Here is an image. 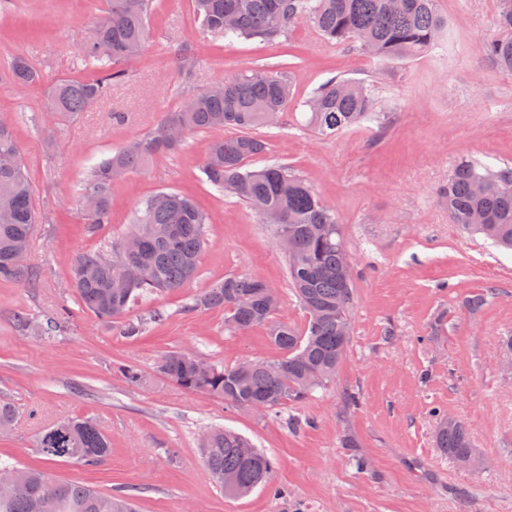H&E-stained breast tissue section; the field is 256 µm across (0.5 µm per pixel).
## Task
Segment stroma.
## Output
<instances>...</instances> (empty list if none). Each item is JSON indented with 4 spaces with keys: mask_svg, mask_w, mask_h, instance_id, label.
<instances>
[{
    "mask_svg": "<svg viewBox=\"0 0 512 512\" xmlns=\"http://www.w3.org/2000/svg\"><path fill=\"white\" fill-rule=\"evenodd\" d=\"M447 35L409 60L372 57L358 44L332 47L312 24L279 43H225L204 34L192 0H153L149 36L124 78L74 119L46 109L48 89L87 68L79 48L105 0H0V74L27 56L39 83H0V120L14 129L38 222L28 260L35 285L0 281V398L18 423L0 454L48 466L63 479L134 495L140 512H512V371L500 344L512 335V254L448 220L438 195L459 158L512 165V72L480 52L495 38L498 0H438ZM263 68L286 76L294 96L277 125L258 129L267 150L253 167L278 162L335 208L352 261V333L335 381L281 415L256 413L184 390L155 370L171 351L234 365L277 355L264 328L229 332L221 309L194 297L230 275L255 274L280 293L277 320L304 329L285 256L270 225L236 197L205 182L202 167L220 131L198 133L148 169L112 186V222L88 234L80 189L96 163L150 134L189 97L224 78ZM363 82L382 105L379 120L333 137L302 126L304 103L324 82ZM159 191L191 197L209 217L195 277L140 302L134 339L82 308L70 270L80 254L127 237L134 213ZM483 299L480 308L465 305ZM70 312L66 331L35 338L15 321ZM141 370L128 383L120 369ZM463 420L477 471L458 469L434 445L437 413ZM305 421L294 431L287 417ZM95 419L112 442L101 465L45 464L34 447L44 425ZM220 425L274 461L268 486L226 497L198 452Z\"/></svg>",
    "mask_w": 512,
    "mask_h": 512,
    "instance_id": "obj_1",
    "label": "stroma"
}]
</instances>
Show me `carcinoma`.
<instances>
[{
    "label": "carcinoma",
    "instance_id": "cac0c4a2",
    "mask_svg": "<svg viewBox=\"0 0 512 512\" xmlns=\"http://www.w3.org/2000/svg\"><path fill=\"white\" fill-rule=\"evenodd\" d=\"M497 26L505 32L485 42L483 54L499 68L512 72V0H498ZM150 0H109L105 17L80 47L89 65L81 79L61 78L47 92L51 109L73 119L96 105L124 75L120 65L139 54L148 37ZM203 32L232 42L259 39L276 42L299 23L311 22L325 42H351L373 55L404 60L431 50L448 33V19L437 0H193ZM8 80L16 87L40 82L38 68L24 55L15 56ZM219 90L191 97L177 112L168 113L155 130L131 141L99 162L83 184L81 198L97 201V209L82 212L85 229L97 232L112 223V183L176 149L187 136L214 130L235 134L211 142L203 165L207 181L234 195L259 219L279 215L274 225L288 268V282L303 307L307 324L298 330L275 320L280 295L267 291L268 281L244 274L229 276L200 292L193 309H224L232 332L264 326L280 356L234 365L207 363L197 353L171 351L157 362V372L177 386L224 399L240 408L260 405L272 413L297 404L336 380L351 335L350 312L354 281L345 266L351 261L336 211L323 202L305 179L271 163L250 167L266 150L254 131L275 123L292 97L284 78L265 70L228 77ZM306 125L321 135H335L370 119L379 105L362 83L332 78L306 101ZM512 167H493L460 160L438 190L448 207L450 223L479 235L496 247L512 249ZM0 208L10 214L0 223V280L20 285L37 281L35 268L21 262L28 255L38 212L31 184L11 125L0 122ZM206 214L188 197L161 191L147 198L136 212L127 240L107 250L87 252L74 261L71 278L80 304L97 317L122 326L133 338L141 327L127 320L145 296L178 291L194 277L207 241ZM68 310L46 323L17 316V325L38 336L59 332ZM17 408L0 400V435L13 430ZM436 447L456 465L486 466L473 449L471 435L458 418L440 417ZM34 448L51 462L80 461L95 467L111 454L108 435L89 418H70L42 428ZM201 459L224 494L241 497L270 481L273 461L245 437L222 428L208 430L199 441ZM16 472L13 487L0 492V512H137L133 498L102 493L88 485L59 479L47 471L0 458V471Z\"/></svg>",
    "mask_w": 512,
    "mask_h": 512
}]
</instances>
